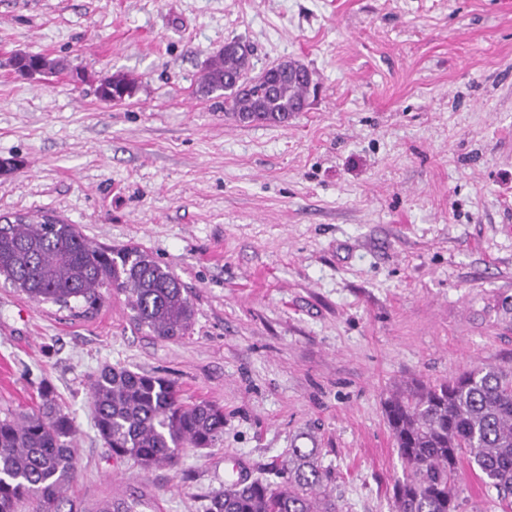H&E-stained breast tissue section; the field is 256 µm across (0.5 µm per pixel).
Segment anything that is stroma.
<instances>
[{"instance_id": "stroma-1", "label": "stroma", "mask_w": 512, "mask_h": 512, "mask_svg": "<svg viewBox=\"0 0 512 512\" xmlns=\"http://www.w3.org/2000/svg\"><path fill=\"white\" fill-rule=\"evenodd\" d=\"M251 75L319 85L284 125L198 92L225 41ZM63 59L49 79L14 52ZM85 81H74V72ZM140 78L106 103L97 78ZM0 215L48 214L167 264L188 335L135 325L124 296L73 314L0 283V416L48 385L78 427L86 508L205 512L229 458L250 477L313 448L341 512H393L384 402L482 363L512 369V0H0ZM123 366L224 407L176 468L112 457L88 385Z\"/></svg>"}]
</instances>
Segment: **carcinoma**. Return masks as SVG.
<instances>
[{"label":"carcinoma","mask_w":512,"mask_h":512,"mask_svg":"<svg viewBox=\"0 0 512 512\" xmlns=\"http://www.w3.org/2000/svg\"><path fill=\"white\" fill-rule=\"evenodd\" d=\"M250 53L231 40L207 62L199 92L224 93V112L244 123L282 124L303 110L310 79L267 72L252 78L246 94L230 80L246 79ZM22 75L65 68L41 54L11 59ZM138 80L104 75L102 101L135 96ZM0 279L38 303L95 309L103 291L124 295L132 320L162 341L189 331L195 308L180 278L138 248H108L77 227L43 215L4 217L0 224ZM94 426L112 455L145 469L173 466L184 448L215 447L224 436V408L188 404L162 377L105 366L91 380ZM385 414L403 477L392 488L395 512H460L462 463L512 509V370L482 364L432 385H410L385 402ZM77 426L72 414L46 388L37 411L0 418V512H87L70 494L78 478ZM314 448H291L288 459L270 466L271 479L241 481L211 498L207 512H339L327 490L328 476Z\"/></svg>","instance_id":"cac0c4a2"}]
</instances>
